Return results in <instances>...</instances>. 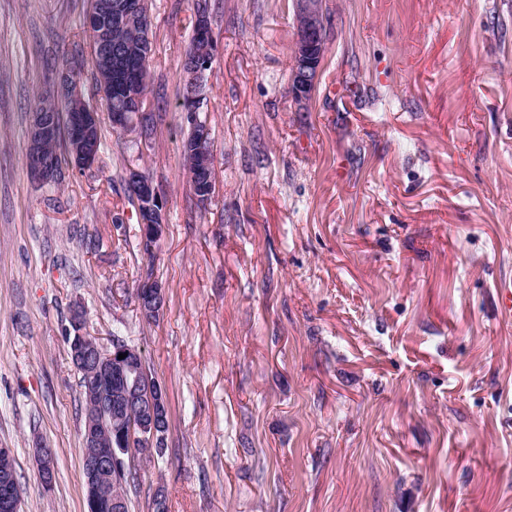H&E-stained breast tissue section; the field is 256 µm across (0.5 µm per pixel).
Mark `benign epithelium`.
Returning <instances> with one entry per match:
<instances>
[{
    "label": "benign epithelium",
    "mask_w": 512,
    "mask_h": 512,
    "mask_svg": "<svg viewBox=\"0 0 512 512\" xmlns=\"http://www.w3.org/2000/svg\"><path fill=\"white\" fill-rule=\"evenodd\" d=\"M296 41L291 64L290 92L293 99L303 104L314 95L319 68L326 51L327 30L322 16L321 0H295ZM132 13L129 4L119 3L113 11L93 16L89 26L98 29L101 36L100 55L112 57L116 70H123V58L112 56L110 34L112 24L128 21ZM210 46L197 62L195 76L203 84L216 51L213 34H208ZM68 91L70 99L79 101L82 92L72 83V70H60L52 84L46 89V96L59 97ZM136 113L115 115L112 126L126 130L141 125L144 97L134 98ZM100 116L97 112L76 108L70 113L67 125L68 137L73 145L71 167L79 170L91 168L98 159L99 146L96 130ZM58 135L56 119L43 112L30 116L27 166L32 181L38 185L61 182L65 177L63 163L46 153V144ZM127 179L139 186L140 205L144 218L140 220L141 238L144 244L153 246L163 231L165 203L157 193L151 180L143 177L137 168L128 170ZM164 293L161 282L153 277H144L139 285L137 303L140 312L147 318L156 317L163 305ZM65 342L70 346L72 363L85 378L88 388L105 397L101 410L88 416L84 421L83 446L81 448L82 468L85 480L87 512H127L128 502L112 493L109 479L114 473L125 470L126 452L124 435L129 439L140 438L154 448L164 444V423L167 422L168 402L165 390L159 383L143 381L144 360L140 351L125 341L114 338L112 346L103 345L98 338L86 330L84 311L77 307L71 311L70 326L65 330ZM124 358H119V355ZM132 416L129 428H121L116 437L107 441L100 436L105 417L123 420ZM13 456L10 448H0V512H19L21 492L10 467ZM38 476L41 483L49 486L55 479L54 454L50 448L38 449Z\"/></svg>",
    "instance_id": "1"
}]
</instances>
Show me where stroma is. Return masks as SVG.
Returning <instances> with one entry per match:
<instances>
[{"mask_svg":"<svg viewBox=\"0 0 512 512\" xmlns=\"http://www.w3.org/2000/svg\"><path fill=\"white\" fill-rule=\"evenodd\" d=\"M308 107L293 0H211L201 116L216 190L183 161L193 0H148L151 139L102 117L93 168L27 173L36 95L79 67L87 0H0V448L21 512H86L85 403L63 339L137 347L169 401L131 512H512V0H323ZM166 202L144 248L123 178ZM166 287L157 318L135 299ZM54 452L45 487L35 451ZM137 303L146 318L156 317L164 302L163 286L153 277L145 276L139 285Z\"/></svg>","mask_w":512,"mask_h":512,"instance_id":"obj_1","label":"stroma"}]
</instances>
